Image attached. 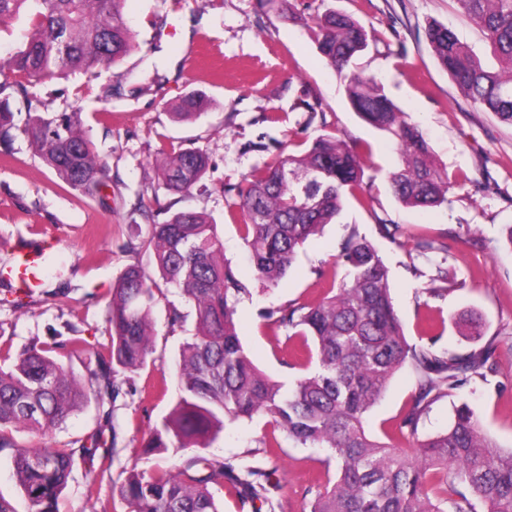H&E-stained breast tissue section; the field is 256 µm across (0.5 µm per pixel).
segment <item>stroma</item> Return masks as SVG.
Instances as JSON below:
<instances>
[{
    "label": "stroma",
    "mask_w": 512,
    "mask_h": 512,
    "mask_svg": "<svg viewBox=\"0 0 512 512\" xmlns=\"http://www.w3.org/2000/svg\"><path fill=\"white\" fill-rule=\"evenodd\" d=\"M290 17L258 0H126L124 10L135 47L113 68L93 77L78 73L37 87L54 111L79 106L82 121L112 186L105 200L90 199L61 183L16 138L15 154L0 155V265L12 262L15 243L53 239L41 293L8 302L0 284V348L19 353L32 344L83 338L92 352L108 356L112 329L108 303L122 271L131 264L154 274L144 248L150 216L161 207L204 213L215 219L224 257L246 288L235 323L254 364L284 386L299 377L287 365V332L267 319L270 311L319 300L333 276L349 229L370 240L389 269L391 295L409 344L436 343L460 353L488 344L493 367L487 381H473L432 403L416 430L402 418L418 395L417 377L403 367L383 399L368 413L369 432L385 443L414 448L446 430L453 407L476 406L483 424L502 447L512 446V125L468 99L439 65L424 29L450 25L462 43L488 66L496 60L480 27L456 0H288ZM346 12L373 35L358 57L357 71L380 81L388 96L427 138L435 162L454 187L446 205L421 212L401 204L386 174L400 163L390 140L351 108L343 80L327 66L301 26L302 18L327 10ZM193 92L208 104L198 117L181 121L174 112ZM333 133L363 152V195L347 199L338 222L326 225L299 250L278 285L260 280L239 232L241 215L229 194L252 169L280 150L300 151L320 134ZM198 148L210 157L201 183L172 194L154 165L161 153ZM398 225L395 238L380 234ZM140 243L125 251L127 241ZM428 240L425 251L420 241ZM446 283L432 288L437 268ZM184 307L179 292L163 286L152 311V351L144 368L116 376L113 402L89 399L61 428L45 436L17 433L20 443L68 447L73 456L59 512H130L116 488L126 471H174L183 458L146 455L142 444L178 394L175 363L194 332L193 318L169 321L170 306ZM480 323L482 336H464L463 320ZM110 443L109 453L86 460L93 434ZM207 457L241 471L257 467L272 489L275 512H310L311 503L335 473L327 449L301 447L274 429L268 417L227 426L206 448ZM95 497H87L88 486Z\"/></svg>",
    "instance_id": "35a3bbf8"
}]
</instances>
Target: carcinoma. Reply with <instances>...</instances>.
I'll list each match as a JSON object with an SVG mask.
<instances>
[{"label": "carcinoma", "mask_w": 512, "mask_h": 512, "mask_svg": "<svg viewBox=\"0 0 512 512\" xmlns=\"http://www.w3.org/2000/svg\"><path fill=\"white\" fill-rule=\"evenodd\" d=\"M483 30L498 69L489 70L445 24L432 21L425 36L440 66L474 104L512 125V0H456ZM125 0H0V23L27 17L28 33L12 53L0 56V76L14 78L26 120L15 123L0 98V143L11 151L18 130L55 176L82 194L102 198L105 165L82 129L81 113L52 112L30 89L75 72L98 76L133 48L123 14ZM326 64L347 80L349 102L362 120L399 149L401 164L387 181L403 205L429 209L448 203L452 184L419 127L410 122L377 80L352 70L371 35L351 15L336 10L306 22ZM204 105L186 96L174 116L190 120ZM209 158L197 148L164 155L158 179L171 193L190 191L205 176ZM364 167L356 148L334 133L322 134L300 153L281 152L243 177L235 205L239 225L259 277L277 284L298 250L339 219L346 196L363 190ZM146 247L163 281L179 289L195 318V334L179 354V393L161 425L148 434L149 452L178 454L206 448L228 422L270 418L294 443L330 451L334 481L318 492L311 512H512V448L500 449L469 403L453 407L448 429L408 450L379 441L366 429L368 412L396 373L410 366L418 377L416 404L402 426L416 429L421 404L474 379L486 380L491 348L461 354L413 347L407 342L390 294L389 270L377 248L356 229L342 247L346 273L310 305L276 310L275 323L297 341L290 360L307 369L288 389L254 365L236 329L235 304L248 293L224 261L218 225L194 211H177L150 225ZM156 282L127 266L112 288L109 321L112 367L87 357L78 336L54 347L32 345L13 357L0 351V452L11 463L30 512H59L73 460L67 448H33L14 440L26 430L45 435L88 400L116 392L115 373L144 366L151 351L150 313ZM87 358V383L67 366ZM232 468L202 455L175 473L133 467L116 487L130 512H221L213 487H224ZM251 468L231 477L241 501L272 504L269 489L255 485Z\"/></svg>", "instance_id": "cac0c4a2"}]
</instances>
